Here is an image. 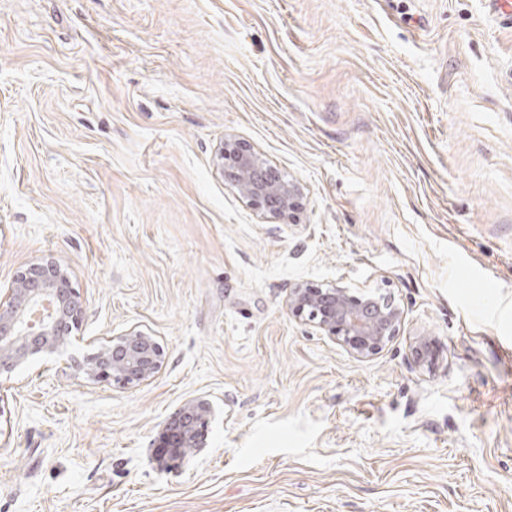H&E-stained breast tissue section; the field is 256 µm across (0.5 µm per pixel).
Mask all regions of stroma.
<instances>
[{
	"label": "stroma",
	"instance_id": "stroma-1",
	"mask_svg": "<svg viewBox=\"0 0 512 512\" xmlns=\"http://www.w3.org/2000/svg\"><path fill=\"white\" fill-rule=\"evenodd\" d=\"M227 139L296 219L225 178ZM50 256L84 312L0 376V512H512V26L487 0H0V300ZM301 281L394 294L398 336L354 357L289 314ZM133 327L156 376L87 379ZM197 397L203 447L161 464ZM224 174L250 203L270 215L291 218L299 208L298 192L294 184L286 182L267 167L253 149L241 142L224 140L221 151ZM254 174L247 181L244 176ZM413 362L416 366H432L437 357V345L434 339L425 336L417 338L412 350Z\"/></svg>",
	"mask_w": 512,
	"mask_h": 512
}]
</instances>
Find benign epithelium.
Here are the masks:
<instances>
[{"label":"benign epithelium","instance_id":"1","mask_svg":"<svg viewBox=\"0 0 512 512\" xmlns=\"http://www.w3.org/2000/svg\"><path fill=\"white\" fill-rule=\"evenodd\" d=\"M221 159L225 177L253 205L288 218L298 210L295 185L282 180L250 147L226 140ZM286 307L293 317L363 359L380 354L404 321V310L394 296L355 294L335 284L296 283L288 289ZM82 312L83 305L59 263L49 258L27 268L7 300L0 301V375L34 354L56 353L78 327ZM162 355L153 334L135 327L102 346L87 359L82 372L94 380L135 386L155 377ZM412 355L416 366H432L438 357L435 340L417 338ZM211 414V403L200 398L178 409L162 434L163 447L173 449L171 461L202 447Z\"/></svg>","mask_w":512,"mask_h":512}]
</instances>
